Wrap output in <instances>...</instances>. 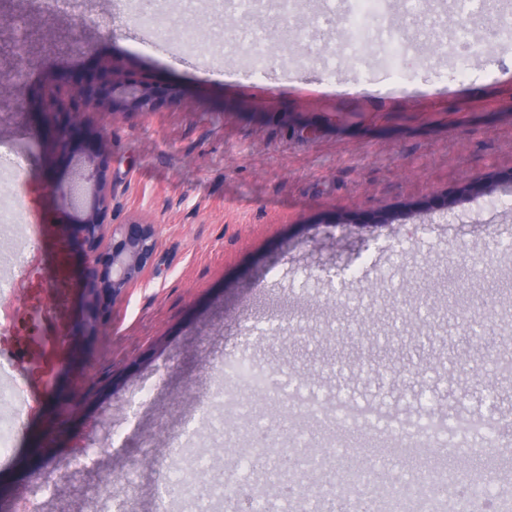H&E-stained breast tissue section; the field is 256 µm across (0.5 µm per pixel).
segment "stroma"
<instances>
[{
  "instance_id": "stroma-1",
  "label": "stroma",
  "mask_w": 512,
  "mask_h": 512,
  "mask_svg": "<svg viewBox=\"0 0 512 512\" xmlns=\"http://www.w3.org/2000/svg\"><path fill=\"white\" fill-rule=\"evenodd\" d=\"M387 2L385 22L408 43L403 65L414 78L404 85L380 64L354 67L340 35L322 40L345 0H296L290 10L261 0L277 58L262 78L250 77L246 49H223L249 19L222 0H152L153 27L137 20L141 0H80L75 12L0 0L9 16L0 47L32 33L29 59L0 54V65L24 73L0 97V154L24 158L21 175L0 173V210L14 214L0 243L33 239L7 275L0 326L41 314L12 383L36 410L0 458V512H107L106 487L128 473L127 512H236L254 479L232 464L164 487L168 468L228 439L243 453L266 440L273 469L284 447L304 461L296 497L270 500L268 512H325L348 473L419 477L415 460L388 452L398 423L453 450L456 480L441 490L438 512H455L456 485L476 464L466 423L488 413L472 377L500 379L487 356L512 348V208L498 205L512 195L503 180L512 172V42L498 44L473 15L484 61L466 79L441 80L436 70L452 68L462 46L450 37L431 52L429 29L454 19L453 0ZM80 17L83 46L65 40ZM192 31L211 49H188ZM107 62L176 94L152 112L85 116L106 144L107 224L137 217L155 224L158 239L142 278L103 294L108 318L91 329L74 236L83 211L51 192L77 168L54 149L39 110L44 69L80 76ZM474 176L486 193L466 191ZM361 318L377 344L358 338ZM411 333L421 358L401 343ZM47 336L63 337L68 353L51 357ZM239 357L264 374L266 392L226 388L221 368ZM371 360L396 384L368 379L360 366ZM415 369L443 375L430 397ZM46 372L50 399L39 386ZM219 389L234 434L204 440L203 409ZM295 391L320 415L286 402ZM329 443L335 464L321 472L311 459ZM91 448L93 462L64 478L60 462Z\"/></svg>"
}]
</instances>
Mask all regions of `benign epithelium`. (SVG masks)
<instances>
[{
  "mask_svg": "<svg viewBox=\"0 0 512 512\" xmlns=\"http://www.w3.org/2000/svg\"><path fill=\"white\" fill-rule=\"evenodd\" d=\"M165 95L170 97L172 93ZM165 95L144 81L113 75L107 65L79 86L73 85L65 73L54 72L42 98V113L59 147L67 150L75 142L89 138L83 121L85 113L151 112ZM52 191L65 205L82 197V188L74 184L58 183ZM106 206V183L100 181L94 187L89 209L76 224L77 239L86 258L88 313L94 326L104 316L102 292L116 296L138 281L151 266L157 249L154 225L132 219L112 225V248L101 252Z\"/></svg>",
  "mask_w": 512,
  "mask_h": 512,
  "instance_id": "1",
  "label": "benign epithelium"
}]
</instances>
